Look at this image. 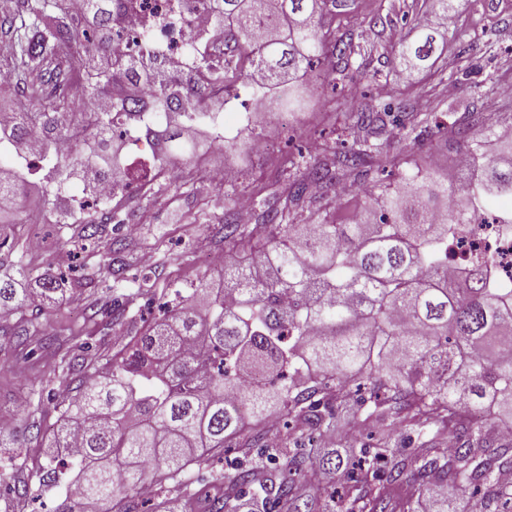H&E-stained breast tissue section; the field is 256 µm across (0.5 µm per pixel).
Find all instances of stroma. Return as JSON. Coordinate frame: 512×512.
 <instances>
[{"mask_svg": "<svg viewBox=\"0 0 512 512\" xmlns=\"http://www.w3.org/2000/svg\"><path fill=\"white\" fill-rule=\"evenodd\" d=\"M411 0H343L327 14L322 33L326 41L351 39L356 63L363 76L334 86L318 80L306 93L304 113L281 119L279 113H267L265 125L258 131L277 142L278 152L245 155L219 147L211 126H203L202 142L194 157H173L166 163L171 192L151 195L130 193L124 200L126 212H149L151 221L139 225L124 260L131 273H145L155 265L152 245L165 239L173 249L193 245L196 252L217 251V231L224 214L233 203L224 190L207 179L209 168H236L243 185L266 204H273L279 180L288 174L289 157L311 149L332 137L336 116L364 105L380 107L402 102L424 103L435 111L471 112L488 119L498 114L502 122L512 121V98H496L499 85L512 82V38H504V29H512V0H454V26L442 31L436 60L415 67L406 66L400 56L398 40L413 36L417 20ZM491 33L493 55L472 51L471 43L482 33ZM387 75V83L371 81L370 73ZM64 197L46 213L41 224H28L23 214L13 217L15 226L8 240L14 254L24 255L27 263L42 268L53 265L58 251L66 248L60 224L76 198L85 196L78 175H70ZM82 298L64 294L52 305L41 308L32 324L47 335L89 334L81 312ZM54 358L50 350L34 341L18 344L16 337L0 338V420H8L15 431H22V418L28 408L32 385L47 379ZM54 449L46 442L23 441L18 448H0V512H55L61 503L65 485L42 486L25 495L11 493V485H23L26 473L55 459Z\"/></svg>", "mask_w": 512, "mask_h": 512, "instance_id": "35a3bbf8", "label": "stroma"}]
</instances>
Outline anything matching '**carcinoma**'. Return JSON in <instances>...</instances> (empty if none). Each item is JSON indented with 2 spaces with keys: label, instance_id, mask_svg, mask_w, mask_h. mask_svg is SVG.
<instances>
[{
  "label": "carcinoma",
  "instance_id": "1",
  "mask_svg": "<svg viewBox=\"0 0 512 512\" xmlns=\"http://www.w3.org/2000/svg\"><path fill=\"white\" fill-rule=\"evenodd\" d=\"M115 0H87L75 13L69 0H20L8 19L9 66L16 78V111L0 122V147L42 131L36 163L11 154L0 161V212L18 211L27 197V176L48 169L59 178L94 169L123 194L125 178L96 164L117 121L140 114L139 100L116 101V112H74L79 89L112 85L124 66L137 79H151L157 56L144 44L136 56L114 53ZM214 21L224 24L229 53L218 56L189 43L197 81L173 95L155 88L156 103L190 122L211 117L199 99L222 86H247L248 70L229 75L233 59L267 82L260 92L288 86L282 111L302 106L294 79L317 66L348 77L352 43L327 47L320 29L336 0H207ZM402 45L405 60L425 61L435 52L437 29ZM79 57H96L98 68H79L77 77L55 83L39 106L28 77L60 67L72 43ZM391 107L361 109L339 122L344 139L303 162V173L278 192V205L255 213L256 223L224 216L221 242L231 253L224 262L223 287L201 277L187 291L174 290L162 319L127 316L144 296L167 295L163 271L185 264L186 252L155 242L153 275L134 282L133 293H108L88 301L85 320L100 337L48 336L55 368L79 381L76 394L51 400L61 424L51 447L74 448L70 464L27 474L23 492L74 477L78 493L67 492L57 512H88L87 505L112 501V512H512V484L499 480L512 471V288H502L478 261L448 276V240L503 199H512V133L483 127L471 133L469 117L439 122L434 113L407 111L388 125ZM426 134L455 145V155L475 156L474 167L420 166L415 147ZM164 151L150 178L158 183L169 157L191 156L196 141L167 127L158 131ZM74 141L71 152L56 146ZM394 182L381 184L386 168ZM322 185V194L309 186ZM343 209L344 196L362 193L368 202L355 215L320 218L312 211L331 187ZM114 197H101L73 222L68 242L85 249L86 264H102L118 281L126 263L127 239L103 238L119 229ZM18 277H0V316H13L60 292L61 278L12 260ZM35 278L36 294L19 287ZM127 335L107 339L114 324ZM355 401L358 429L377 438L375 447L344 458L321 440L336 437L339 405ZM276 418L317 439L294 437L268 447L266 421ZM42 393L26 414L33 437L42 433ZM419 440L415 451L405 447ZM233 449V473L214 484L211 461ZM347 477L341 497L325 480Z\"/></svg>",
  "mask_w": 512,
  "mask_h": 512
}]
</instances>
